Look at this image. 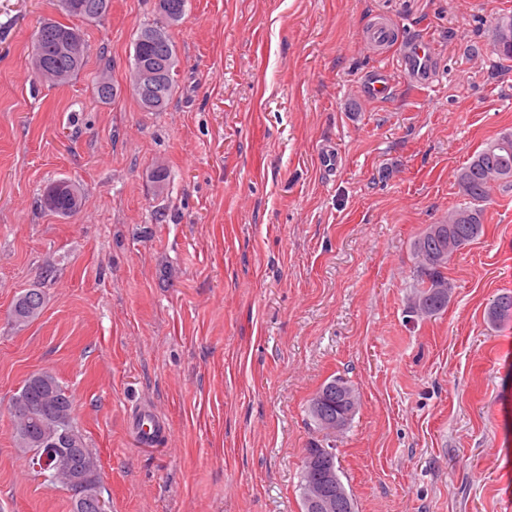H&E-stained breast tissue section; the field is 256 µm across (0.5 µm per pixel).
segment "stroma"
<instances>
[{"label": "stroma", "mask_w": 512, "mask_h": 512, "mask_svg": "<svg viewBox=\"0 0 512 512\" xmlns=\"http://www.w3.org/2000/svg\"><path fill=\"white\" fill-rule=\"evenodd\" d=\"M509 14L512 0H188L178 85L146 112L128 76L157 0L82 24L87 64L60 84L35 80L28 53L55 0H0V512L72 510L13 444L10 399L40 370L75 397L109 512H302L307 402L334 375L361 395L335 442L357 512H512V319L487 318L512 293V187L449 262L447 308L410 309L412 239L512 132V60L493 49ZM379 20L398 43L435 42L432 86L366 42ZM377 66L382 99L364 95ZM60 179L83 188L67 218L40 205ZM33 288L43 312L17 326ZM147 405L166 434L141 448L129 417ZM20 294L14 304L12 309L19 317L15 320L19 325H26L32 323L36 319L39 318L43 311L44 307V296L42 294V303L40 304H31L27 300V295L30 300L39 302L41 300V293L38 290H29Z\"/></svg>", "instance_id": "obj_1"}]
</instances>
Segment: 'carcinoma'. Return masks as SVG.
Wrapping results in <instances>:
<instances>
[{
  "instance_id": "cac0c4a2",
  "label": "carcinoma",
  "mask_w": 512,
  "mask_h": 512,
  "mask_svg": "<svg viewBox=\"0 0 512 512\" xmlns=\"http://www.w3.org/2000/svg\"><path fill=\"white\" fill-rule=\"evenodd\" d=\"M62 14L85 21H101L109 12L111 0H56ZM187 0H168L170 16L160 18L152 23L141 26L134 42L133 63L137 66L141 61L156 55L157 49L148 33L159 30L167 47L168 68L164 74L162 98L149 104L141 92H135L140 108L145 112H163L167 109L177 85L178 56L172 40L170 29L179 24L186 12ZM512 28V15L500 17L495 25L494 51L504 59L512 58V46L500 45L501 33L505 27ZM77 26L51 20L40 24L31 35L30 55L35 78L43 79V72L51 71L60 79L77 76L84 68L87 55L86 44H81L80 51L67 54L55 50L57 40L67 31ZM457 184L466 203L456 206L448 212V216L437 224H429L418 233L412 242L413 253L417 258L415 301L420 311L435 316L448 305V262L454 254L476 240L483 233L484 207L490 192L495 186H512V133H504L486 143V146L475 152L470 161L457 174ZM59 193L43 195L44 208L68 216L77 212L82 204V193L76 185L61 180L55 184ZM44 304H31L27 293L20 294L13 310L17 315L16 323L29 324L39 318ZM488 319L493 322L512 318V294L503 293L493 300L487 312ZM340 386L349 394L355 404H360V394L354 386L342 377L334 376L323 383L320 389L329 386ZM12 401H26L32 405L30 416L26 422H16L13 428V440L16 450L23 457L35 459L41 456L46 448H54V455L46 462L38 475L52 485L60 484L71 488V475L62 468L64 460L75 466H81V493L88 500L103 494L99 480L98 459L88 448L84 435L75 416L72 395L64 387L57 376L43 373L37 379L27 378L22 387L12 397ZM336 399L324 406L319 412L315 407V399H310L307 415L315 431L321 435L319 445L329 444L330 434L325 432L327 421L336 417ZM327 464L325 459H314L310 454L304 455L301 471L300 490L303 512H310L307 498L310 487L318 482L321 470Z\"/></svg>"
}]
</instances>
